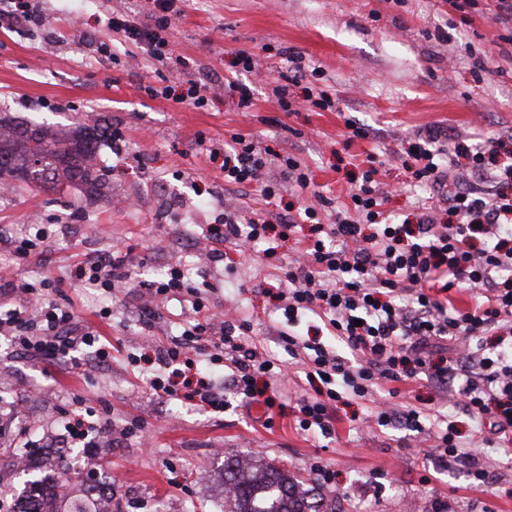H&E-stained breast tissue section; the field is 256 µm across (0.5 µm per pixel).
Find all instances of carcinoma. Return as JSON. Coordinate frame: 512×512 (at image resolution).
Wrapping results in <instances>:
<instances>
[{"label": "carcinoma", "instance_id": "1", "mask_svg": "<svg viewBox=\"0 0 512 512\" xmlns=\"http://www.w3.org/2000/svg\"><path fill=\"white\" fill-rule=\"evenodd\" d=\"M97 148L92 138L66 142L41 126L20 130L13 141L0 138V183H47L60 190L79 182L97 191L104 183L88 163ZM70 481L71 471L62 464L52 478L31 481L33 499L63 498ZM224 483L230 487L224 512H336V497L309 489L296 476L261 461L224 462Z\"/></svg>", "mask_w": 512, "mask_h": 512}]
</instances>
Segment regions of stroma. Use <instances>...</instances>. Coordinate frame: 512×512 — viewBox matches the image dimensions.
<instances>
[{
    "label": "stroma",
    "instance_id": "1",
    "mask_svg": "<svg viewBox=\"0 0 512 512\" xmlns=\"http://www.w3.org/2000/svg\"><path fill=\"white\" fill-rule=\"evenodd\" d=\"M43 29L0 28V116L18 126L42 125L65 137L95 132L106 186L87 195L81 186L63 192L17 182L0 197V227L12 236L46 225L50 247L16 261L0 243V269L14 283L49 277L57 299L72 304L79 324L119 350L104 364L86 354L81 369L40 362L0 342V448L33 443L40 472H0V512H11L28 494V483L48 476L60 461L90 457L89 476L72 485L70 500L95 512L92 488L111 484L119 512H224L225 459L257 456L303 479L315 465L331 474L324 490L343 512H512V455L474 446L471 421L449 387L427 379L399 383V393L347 396L336 404V437L311 438L293 418L265 426L263 409L230 400L224 412L204 413L155 395L130 355L166 345L188 329L193 316L178 301L166 303L151 324L140 322V283L177 269L201 289L209 308L225 319L251 322L250 340L283 355L280 334L318 339L327 332L291 328L278 308L283 269L298 253L309 224L289 237L276 226L288 214L332 201L322 223L336 219L374 156L390 222L413 217L422 205L446 219V198L424 186L407 191L404 168L410 141L431 127L504 153L512 151V29L496 23L492 0L458 11L447 0H177L168 30L179 68L155 73L145 67L143 45L113 36L112 54L100 56L93 37L105 34L110 13L147 22L153 0H32ZM250 56L251 70L237 65ZM196 81L204 107L148 96V85ZM283 86L293 105L285 112L273 93ZM253 105L239 106L240 88ZM332 94V109L312 107L309 89ZM369 130L349 139L348 124ZM124 142L112 148V131ZM240 134L269 149L263 179L282 182L281 193L261 200L251 188L225 182L224 141ZM294 157L310 169L307 188L283 181L281 159ZM259 212L273 229L247 251L216 257L208 235L226 214ZM121 251L127 278L112 292L84 287L71 268L99 253ZM102 400L112 425L143 423L152 451L136 439L109 448L59 443L61 412L74 395ZM420 410V424L379 426L383 406ZM447 416L469 457L440 462L427 446L437 415ZM487 466L488 480L473 485L469 470Z\"/></svg>",
    "mask_w": 512,
    "mask_h": 512
}]
</instances>
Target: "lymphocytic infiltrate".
I'll return each instance as SVG.
<instances>
[{
  "mask_svg": "<svg viewBox=\"0 0 512 512\" xmlns=\"http://www.w3.org/2000/svg\"><path fill=\"white\" fill-rule=\"evenodd\" d=\"M155 2L151 23L115 14L108 25L126 40L145 44L153 66L170 69L178 63L166 37L174 0ZM441 141V133L432 131L410 142L407 155L415 183L437 184L446 169L468 167L494 189L489 198L474 190L449 191L450 223H439L425 209L412 225L383 222L385 198L371 166L361 173L350 210L337 211L334 224H320L312 206L304 209L302 218L290 217L282 224L285 236L300 221L312 225L304 249L284 272L288 290L280 299L288 325L316 316L351 352L344 358L310 343L304 373L313 395L288 409L273 386L282 373L279 361L248 342L249 321L235 326L216 323L204 297L186 286L177 270L142 283L152 307L181 297L194 316L179 339L143 355L150 389L205 413L223 412L229 390L241 404H258L283 418L294 415L299 430L330 439L336 435L335 407L343 393L363 397L381 381L409 382L422 374L446 385L463 367L468 377L459 407L475 424L474 443L512 448V156L486 159L484 148L459 136L444 151ZM267 161L266 151L253 141L232 135L224 144V179L256 183L263 199L274 198L279 184L261 179ZM267 230L264 219L242 223L228 215L210 234L221 247L260 239ZM125 264L122 256L92 257L77 263L73 276L108 292L124 279ZM50 285L46 279L18 286V301L0 310V335L26 356L73 369L80 367L86 346L95 347L99 360H109V345L100 343L94 331L77 328L73 309L51 297ZM459 288L470 289L471 306H458L453 292ZM491 331L497 334L495 346L434 361V354L446 350L454 337ZM195 352L208 355L214 364L231 357V374L192 372ZM60 423L63 439L71 443L111 436L107 412L81 395L73 408L63 410Z\"/></svg>",
  "mask_w": 512,
  "mask_h": 512,
  "instance_id": "1",
  "label": "lymphocytic infiltrate"
}]
</instances>
